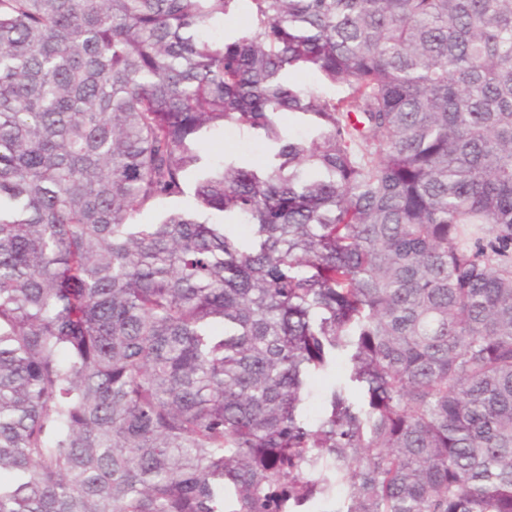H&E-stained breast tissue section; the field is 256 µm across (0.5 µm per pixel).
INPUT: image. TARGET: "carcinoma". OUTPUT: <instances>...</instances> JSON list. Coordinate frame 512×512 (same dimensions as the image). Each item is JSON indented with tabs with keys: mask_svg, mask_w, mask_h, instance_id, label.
I'll return each instance as SVG.
<instances>
[{
	"mask_svg": "<svg viewBox=\"0 0 512 512\" xmlns=\"http://www.w3.org/2000/svg\"><path fill=\"white\" fill-rule=\"evenodd\" d=\"M228 125L268 163L210 154ZM338 479L345 512H512V0H0V512ZM342 381H347V366L345 362L342 363L341 361H338L336 367H333L326 375L315 378L311 386V397L308 405L310 416L314 417L321 409L322 399L329 389Z\"/></svg>",
	"mask_w": 512,
	"mask_h": 512,
	"instance_id": "1",
	"label": "carcinoma"
}]
</instances>
